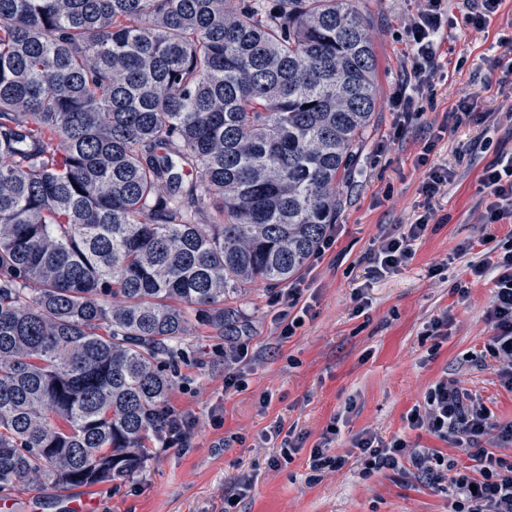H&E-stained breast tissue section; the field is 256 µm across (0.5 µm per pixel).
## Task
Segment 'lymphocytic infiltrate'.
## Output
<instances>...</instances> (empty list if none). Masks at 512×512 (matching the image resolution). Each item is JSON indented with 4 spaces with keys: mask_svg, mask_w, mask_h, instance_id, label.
I'll return each instance as SVG.
<instances>
[{
    "mask_svg": "<svg viewBox=\"0 0 512 512\" xmlns=\"http://www.w3.org/2000/svg\"><path fill=\"white\" fill-rule=\"evenodd\" d=\"M466 3L465 20L472 27L485 29L497 21L506 27L493 66L512 77V18H503L502 0ZM451 26L447 0H417L415 14L404 25L410 67L389 100L397 135L405 134L417 112L415 93L431 84L440 67V42ZM479 184L486 199L477 219V242L482 245L489 226L512 225V154L498 156L486 166ZM434 217L433 210H426L406 230L381 235L371 257L372 276H385L411 260L415 245ZM468 267L475 280L488 278L493 283L485 310L491 335L476 362L490 365L501 385L512 391V232L507 234L502 252L484 253ZM406 420L410 428L425 430L464 449L468 464L458 465L434 448H420L401 438L387 442L366 431L353 440L363 474L391 470L431 484H447L451 512H512V459L500 453L504 444L512 443V421H496L492 411L474 401L467 389L445 379L430 388L424 402L414 406Z\"/></svg>",
    "mask_w": 512,
    "mask_h": 512,
    "instance_id": "1",
    "label": "lymphocytic infiltrate"
}]
</instances>
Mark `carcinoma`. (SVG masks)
I'll use <instances>...</instances> for the list:
<instances>
[{
  "instance_id": "cac0c4a2",
  "label": "carcinoma",
  "mask_w": 512,
  "mask_h": 512,
  "mask_svg": "<svg viewBox=\"0 0 512 512\" xmlns=\"http://www.w3.org/2000/svg\"><path fill=\"white\" fill-rule=\"evenodd\" d=\"M377 67L359 0H0V498L146 468L185 337L336 223Z\"/></svg>"
}]
</instances>
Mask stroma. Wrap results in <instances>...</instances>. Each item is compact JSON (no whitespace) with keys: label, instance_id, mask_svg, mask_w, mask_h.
<instances>
[{"label":"stroma","instance_id":"obj_1","mask_svg":"<svg viewBox=\"0 0 512 512\" xmlns=\"http://www.w3.org/2000/svg\"><path fill=\"white\" fill-rule=\"evenodd\" d=\"M372 18L378 54V105L374 126L359 158V172L343 189L336 241L311 257L298 273L303 283V322L289 338L279 336L281 311L272 288L258 282L246 296L247 331L218 337L196 325L169 406L194 414L199 423L188 447L150 455L142 474L112 483L60 492L32 482L12 496V512H61L63 495H90L96 512H224V500L244 477L254 482L236 512H448L438 486L394 473L362 475L351 440L363 430L384 440L401 436L467 463L464 449L421 430L405 416L440 379L458 381L503 422L512 420V392L495 372L474 360L490 336L484 312L491 281L474 280L459 254L475 235L485 207L478 176L498 155L512 153V119L501 107L512 97L491 62L498 54L496 26L477 30L462 21V0H448L456 22L440 52L441 67L420 94L405 138L393 141L394 114L386 102L408 64L403 21L414 0H362ZM476 112L462 116L456 132L433 140L429 161L454 172L441 194L422 192L427 169L415 162L423 128L436 126L460 102ZM438 217L416 244L406 265L385 277L370 273L379 235L417 221L425 207ZM451 314L447 336L428 325ZM247 345L240 364L226 352ZM235 374V385L224 377ZM340 433L329 452L346 465L309 482V456L330 423ZM299 444L292 461L274 466L284 440Z\"/></svg>","mask_w":512,"mask_h":512}]
</instances>
